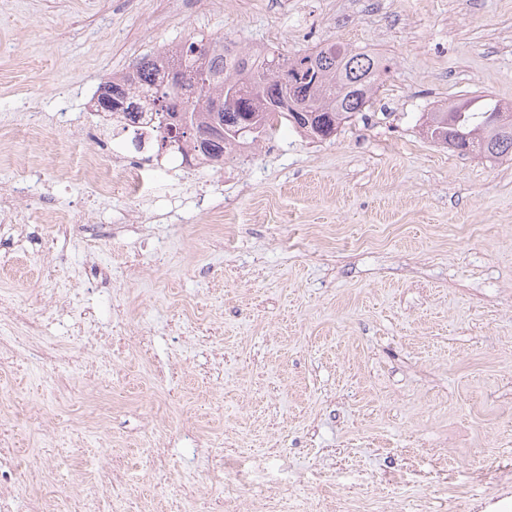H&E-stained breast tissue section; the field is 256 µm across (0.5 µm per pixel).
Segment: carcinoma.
I'll return each instance as SVG.
<instances>
[{
    "mask_svg": "<svg viewBox=\"0 0 512 512\" xmlns=\"http://www.w3.org/2000/svg\"><path fill=\"white\" fill-rule=\"evenodd\" d=\"M188 80L175 91L172 70ZM388 70L384 59L341 44H327L292 58L263 55L224 43L187 40L112 76V108L130 116L146 97L158 148L205 162H222L289 124L309 138L324 139L371 102ZM433 141L485 158L512 155V112L490 94H479L427 113Z\"/></svg>",
    "mask_w": 512,
    "mask_h": 512,
    "instance_id": "obj_1",
    "label": "carcinoma"
}]
</instances>
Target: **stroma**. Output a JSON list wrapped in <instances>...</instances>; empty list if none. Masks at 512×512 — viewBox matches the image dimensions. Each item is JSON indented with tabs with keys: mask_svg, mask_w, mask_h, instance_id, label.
Returning <instances> with one entry per match:
<instances>
[{
	"mask_svg": "<svg viewBox=\"0 0 512 512\" xmlns=\"http://www.w3.org/2000/svg\"><path fill=\"white\" fill-rule=\"evenodd\" d=\"M266 43L292 57L330 41L390 65L373 104L319 141L282 128L221 165L159 170L132 203L93 199L55 162L86 144L27 141L31 108L88 112L99 86L190 38ZM512 104V0H0V143L56 206L86 207L95 242L0 223V289L72 288L104 331L68 375L104 392V430L57 399L52 368L11 364L0 433L84 512L78 469L108 455L140 484L124 512H225V458H259L236 512H466L512 485V155L427 138L424 113L474 94ZM208 195L235 213L199 234ZM110 271L108 282L91 273ZM157 429L164 460L139 443Z\"/></svg>",
	"mask_w": 512,
	"mask_h": 512,
	"instance_id": "35a3bbf8",
	"label": "stroma"
}]
</instances>
